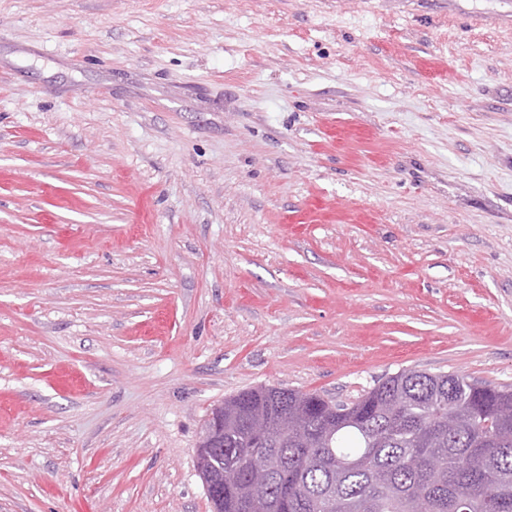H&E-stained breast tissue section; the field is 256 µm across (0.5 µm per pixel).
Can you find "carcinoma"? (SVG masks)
Here are the masks:
<instances>
[{
  "instance_id": "carcinoma-1",
  "label": "carcinoma",
  "mask_w": 512,
  "mask_h": 512,
  "mask_svg": "<svg viewBox=\"0 0 512 512\" xmlns=\"http://www.w3.org/2000/svg\"><path fill=\"white\" fill-rule=\"evenodd\" d=\"M224 430L197 448L218 487L214 512H242L252 456L270 458L263 488L274 512H512V390L457 374L402 370L358 400L335 405L314 392L261 387L224 400ZM297 413L306 436L255 447L242 422ZM237 465L240 481L224 482Z\"/></svg>"
}]
</instances>
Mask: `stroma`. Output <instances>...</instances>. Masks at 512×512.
<instances>
[{
  "instance_id": "1",
  "label": "stroma",
  "mask_w": 512,
  "mask_h": 512,
  "mask_svg": "<svg viewBox=\"0 0 512 512\" xmlns=\"http://www.w3.org/2000/svg\"><path fill=\"white\" fill-rule=\"evenodd\" d=\"M405 368L512 389V0H0V512Z\"/></svg>"
}]
</instances>
